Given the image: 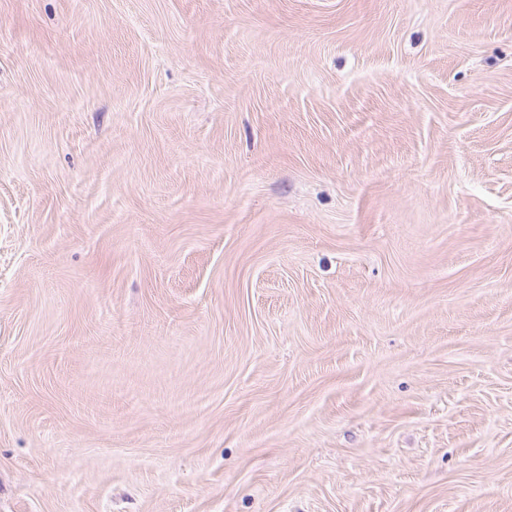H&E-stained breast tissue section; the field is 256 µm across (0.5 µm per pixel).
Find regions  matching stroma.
<instances>
[{"mask_svg": "<svg viewBox=\"0 0 512 512\" xmlns=\"http://www.w3.org/2000/svg\"><path fill=\"white\" fill-rule=\"evenodd\" d=\"M0 512H512V0H0Z\"/></svg>", "mask_w": 512, "mask_h": 512, "instance_id": "1", "label": "stroma"}]
</instances>
